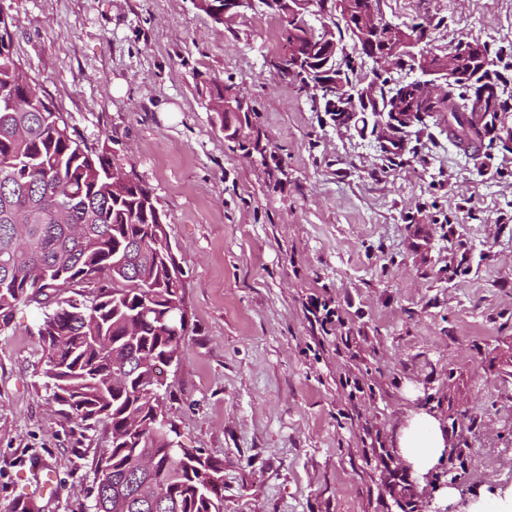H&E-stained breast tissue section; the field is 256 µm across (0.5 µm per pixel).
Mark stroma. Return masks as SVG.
Segmentation results:
<instances>
[{
  "label": "stroma",
  "mask_w": 512,
  "mask_h": 512,
  "mask_svg": "<svg viewBox=\"0 0 512 512\" xmlns=\"http://www.w3.org/2000/svg\"><path fill=\"white\" fill-rule=\"evenodd\" d=\"M13 50L92 149L150 188L184 271L188 331L162 367L187 445L224 462V512H477L512 495V146L468 155L434 124L395 159L280 77L284 22L221 27L193 0H0ZM445 52L476 40L512 78V0H379ZM278 34L269 42L268 31ZM232 85L266 160L201 91ZM339 323L315 321L311 303ZM40 310L0 335V512H85L110 437L43 386ZM439 416L419 478L397 437ZM454 488V500L443 495ZM401 457L418 476H425L439 463L448 447L441 421L425 411L412 412L398 438Z\"/></svg>",
  "instance_id": "35a3bbf8"
}]
</instances>
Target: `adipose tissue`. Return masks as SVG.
I'll use <instances>...</instances> for the list:
<instances>
[{
    "label": "adipose tissue",
    "instance_id": "obj_1",
    "mask_svg": "<svg viewBox=\"0 0 512 512\" xmlns=\"http://www.w3.org/2000/svg\"><path fill=\"white\" fill-rule=\"evenodd\" d=\"M447 446L448 437L440 420L424 411L409 415L398 438L401 457L420 476L437 466Z\"/></svg>",
    "mask_w": 512,
    "mask_h": 512
}]
</instances>
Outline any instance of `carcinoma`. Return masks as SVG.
Here are the masks:
<instances>
[{
  "label": "carcinoma",
  "mask_w": 512,
  "mask_h": 512,
  "mask_svg": "<svg viewBox=\"0 0 512 512\" xmlns=\"http://www.w3.org/2000/svg\"><path fill=\"white\" fill-rule=\"evenodd\" d=\"M289 29L322 40L304 15ZM480 51L483 62L464 60L469 74L428 108L453 144L486 139L491 149L487 130L465 121V111L488 108L483 90L500 88L488 48ZM329 80L354 91L346 105L355 115L394 108L386 77L368 90L342 70ZM30 82L9 27H0V332L20 302L41 306L50 402L83 429L109 430L89 512H224V461L164 426L171 417L159 362L186 329L169 314L184 297L166 215L142 183L112 180L110 158L78 139ZM237 143L264 153L259 135ZM85 284L95 291H79Z\"/></svg>",
  "instance_id": "cac0c4a2"
}]
</instances>
